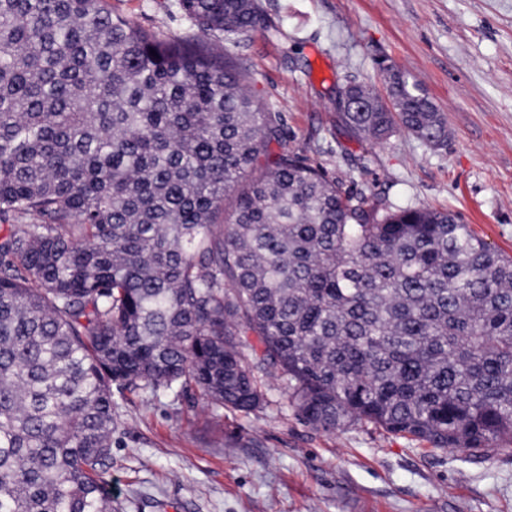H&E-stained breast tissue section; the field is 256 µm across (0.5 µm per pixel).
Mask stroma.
I'll return each instance as SVG.
<instances>
[{"mask_svg":"<svg viewBox=\"0 0 512 512\" xmlns=\"http://www.w3.org/2000/svg\"><path fill=\"white\" fill-rule=\"evenodd\" d=\"M234 54L288 146L347 191L444 208L512 257V0H257ZM167 35L193 32L180 0H109ZM408 71L447 115L448 142L404 131L363 148L336 123L335 87ZM249 413L194 395L112 392L115 512H512V452L465 456L373 426L305 423L275 377Z\"/></svg>","mask_w":512,"mask_h":512,"instance_id":"obj_1","label":"stroma"}]
</instances>
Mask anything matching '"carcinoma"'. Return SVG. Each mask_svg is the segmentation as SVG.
I'll return each instance as SVG.
<instances>
[{"label": "carcinoma", "instance_id": "1", "mask_svg": "<svg viewBox=\"0 0 512 512\" xmlns=\"http://www.w3.org/2000/svg\"><path fill=\"white\" fill-rule=\"evenodd\" d=\"M181 5L197 34L171 39L106 0H0V512H112L114 386L247 413L260 370L326 433L511 448L512 259L288 151L224 48L257 0ZM379 65L342 127L444 145Z\"/></svg>", "mask_w": 512, "mask_h": 512}]
</instances>
